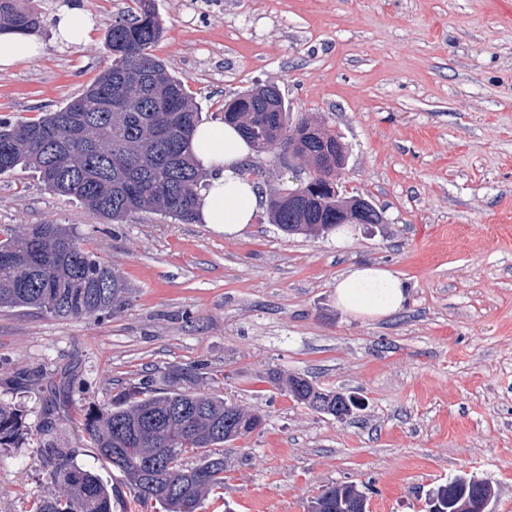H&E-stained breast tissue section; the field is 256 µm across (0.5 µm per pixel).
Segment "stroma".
Here are the masks:
<instances>
[{
	"label": "stroma",
	"mask_w": 512,
	"mask_h": 512,
	"mask_svg": "<svg viewBox=\"0 0 512 512\" xmlns=\"http://www.w3.org/2000/svg\"><path fill=\"white\" fill-rule=\"evenodd\" d=\"M42 56L0 71V115L38 117L109 65L107 23L131 0H79L85 43L58 44L63 0H37ZM165 28L152 54L184 81L201 119L276 86L290 124L338 132V180L368 199L378 226L349 241L288 236L258 211L239 237L211 225L137 213L115 224L49 190L37 172L0 176V226L60 224L130 284V306L105 320L0 310V402L31 434L0 448V512H31L51 484L48 444L130 497L78 423L146 375L207 365L202 391L260 413L262 426L223 447L224 486L202 512H305L323 486L368 489V512H428L457 476L487 481L494 512H512V22L500 0H156ZM261 200L307 170L258 155ZM377 263L408 301L380 320L340 310L334 283ZM355 392L367 407L339 420L296 403L266 372ZM26 383H19V376ZM60 406L42 430L49 400Z\"/></svg>",
	"instance_id": "35a3bbf8"
}]
</instances>
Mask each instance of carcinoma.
<instances>
[{"mask_svg": "<svg viewBox=\"0 0 512 512\" xmlns=\"http://www.w3.org/2000/svg\"><path fill=\"white\" fill-rule=\"evenodd\" d=\"M131 16L107 27L112 56L99 79L72 103L36 119L0 118V175L34 168L45 186L75 198L114 223L151 212L184 224L197 218L202 173L190 139L200 122L198 105L181 80L168 73L149 49L163 35L151 0H131ZM42 25L35 0H0V31L31 34ZM224 122L235 123L259 154L288 147L286 126L268 86L231 102ZM318 136L301 140L297 159L320 166L324 142L338 136L317 122ZM356 197L320 195L306 207L284 202L268 209L271 223L286 235L329 232L352 223L345 216ZM132 288L121 273L86 251L75 233L59 224L6 228L0 237V309L47 313L61 320L107 318L130 305ZM203 363L176 368L164 387L147 379L108 406L80 421L99 455L126 478L139 503L160 512H200L209 493L224 487V454L219 447L252 434L260 414L200 392ZM268 381L294 401L336 415L342 396L301 376L270 373ZM28 428L19 410L0 402V447L17 443ZM194 458L191 466L185 459ZM51 489L34 512H112V487L98 473L80 466L67 448L47 453ZM355 483L327 486L313 500L320 512H346ZM445 493L447 512H458L453 481Z\"/></svg>", "mask_w": 512, "mask_h": 512, "instance_id": "1", "label": "carcinoma"}]
</instances>
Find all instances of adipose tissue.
<instances>
[{
	"label": "adipose tissue",
	"mask_w": 512,
	"mask_h": 512,
	"mask_svg": "<svg viewBox=\"0 0 512 512\" xmlns=\"http://www.w3.org/2000/svg\"><path fill=\"white\" fill-rule=\"evenodd\" d=\"M193 157L205 180L198 208L204 223L235 238L252 224L258 212L255 183L247 176L254 152L235 128L199 124L191 142ZM336 304L354 317L382 319L406 302L404 283L378 264H354L335 283Z\"/></svg>",
	"instance_id": "1"
}]
</instances>
